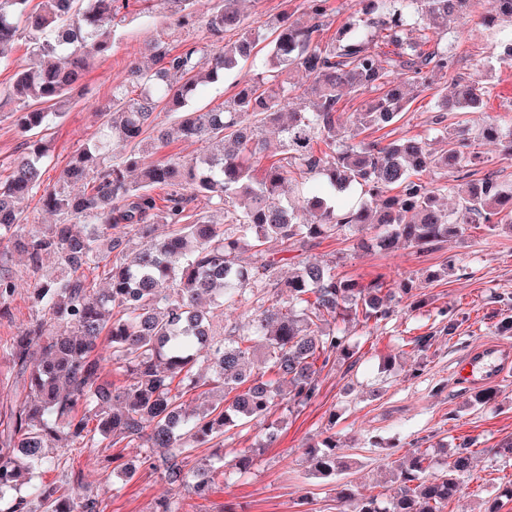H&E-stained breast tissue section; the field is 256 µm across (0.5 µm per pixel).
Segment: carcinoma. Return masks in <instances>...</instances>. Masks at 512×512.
<instances>
[{
    "mask_svg": "<svg viewBox=\"0 0 512 512\" xmlns=\"http://www.w3.org/2000/svg\"><path fill=\"white\" fill-rule=\"evenodd\" d=\"M0 0V60L25 33L37 59L14 74L0 96V110L21 103L15 122L26 136L10 174L0 181V243L23 252L32 282L31 307L37 316L3 349L14 384L6 394L8 412L0 419V512H100L95 496L61 485L38 484L32 495L18 493L23 481L45 466H60L73 448L143 449L144 464L161 470L171 483L200 494L215 484L209 468L189 467L194 452L224 433L268 417L283 401L303 406L315 396L318 376L331 357L350 355L347 336L354 321L379 323L392 316L397 295L412 296L407 284L387 287L346 279L336 263L309 264L307 253L319 240L369 230L366 245L381 251L401 246L418 254L440 249L462 224L489 231L512 224V188L491 178L471 185L453 211L441 208L453 169L474 174L479 156L471 150L470 129L446 124L452 113L481 110L491 89L480 80L458 79L451 95L437 99L438 126L445 148L430 150L418 138L385 143L350 134L336 141L338 105L343 94H374L360 115L363 129L382 130L406 110L404 88L426 86L453 63L446 31L448 17L460 15L471 0H359L335 39H317L320 28L284 15L271 37L255 33L232 8L234 0H210L206 25L215 36L236 33L218 50L197 43L174 54L162 40L145 45L151 66L131 63L112 89V105L96 113L102 139L77 150L59 181L86 184L72 194L43 186L41 170L49 149L41 133L61 121V103L96 58L112 48L115 28L131 4L152 0ZM180 26L195 22L197 0H162ZM330 0H306L313 20L328 16ZM428 20L438 26L421 44L407 27ZM499 46L512 45V0H490L485 17ZM383 41L393 55L375 50ZM265 52V71L238 88L229 104L202 111L191 107L199 87L224 79L257 47ZM301 68L309 84L288 79ZM307 96L313 111L290 106ZM174 118L183 142L208 141L219 148L187 161H147L143 143L157 129L155 112ZM285 157L255 176L264 151L262 127L283 113ZM159 130V129H157ZM169 139L159 130L157 140ZM120 148L107 157L106 144ZM325 150L317 153L314 144ZM309 175L301 188L309 220L271 203L291 184L292 170ZM165 190L164 196L154 189ZM206 209L189 215L188 195ZM38 197L59 223L27 226L17 200ZM224 215V223L214 214ZM87 225L84 234L72 224ZM172 233L157 240L153 226ZM280 253L297 260L288 280V302L275 296ZM57 258L60 271L43 273L45 257ZM104 268L107 287L85 284L84 271ZM17 283L0 253V314ZM219 313L243 311L245 330H217L199 309L201 300ZM207 364L221 395L203 411H189L183 396L198 387L193 367ZM124 372L119 387L103 378L104 362ZM336 434L309 446L316 473L331 477L343 470ZM474 458L471 445L448 455L446 469L431 470L429 454L418 448L395 475L393 493L357 498L340 486V512H444L460 493Z\"/></svg>",
    "mask_w": 512,
    "mask_h": 512,
    "instance_id": "carcinoma-1",
    "label": "carcinoma"
}]
</instances>
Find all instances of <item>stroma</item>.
Wrapping results in <instances>:
<instances>
[{"label":"stroma","instance_id":"obj_1","mask_svg":"<svg viewBox=\"0 0 512 512\" xmlns=\"http://www.w3.org/2000/svg\"><path fill=\"white\" fill-rule=\"evenodd\" d=\"M487 6V0H474L464 15L449 22L448 38L455 45L452 68L434 76V89L407 88L409 109L383 129L386 140H435L431 118L437 89L447 80L470 75L486 77L494 88L481 111L471 114V129L479 130L489 117L499 118L503 129L512 128V61L501 60L493 30L482 23ZM208 8L207 0H200L196 24L181 27L163 6L148 15L131 6L111 52L97 59L65 118L48 132L45 185L55 186L76 150L95 139L97 110L110 104L113 85L123 80L131 60L142 58L148 42L160 39L177 51L190 42L213 44L203 21ZM240 8L246 24L256 28L286 14L303 17L304 0H242ZM309 257L319 263L337 261L340 275L350 279L368 282L382 276L394 285L412 283L420 304L404 307L375 327L354 325L351 358L330 361L319 376L315 397L299 408L282 404L272 410L269 419L278 429L272 445L260 448L265 430L254 422L230 430L223 447L199 448L193 458L197 465L222 467V458L247 452L252 458L247 473L223 467L213 492L202 498L145 468L133 478L121 476L136 448L117 454L94 448L72 451L60 467L44 469L41 480L89 487L102 512H153L162 498L170 499L178 512H338V483L364 495L388 494L414 449L428 450L441 463L447 450L467 441L477 454L460 496L446 512H483L487 500L512 482V456L496 452L501 443L512 440V367L492 379L499 396L486 407L474 403L479 384L460 379L457 370L477 347L512 349V335L498 330L500 320L512 316V230L489 235L466 224L428 255L403 247L391 252L362 249L354 235L328 238L314 246ZM9 266L18 288L8 315L0 316V349L35 317L24 256L12 252ZM451 321L456 329L449 335L444 328ZM415 336L430 337V345L413 350L409 341ZM331 429L338 453L348 463L335 479L314 475L307 456L308 446Z\"/></svg>","mask_w":512,"mask_h":512}]
</instances>
